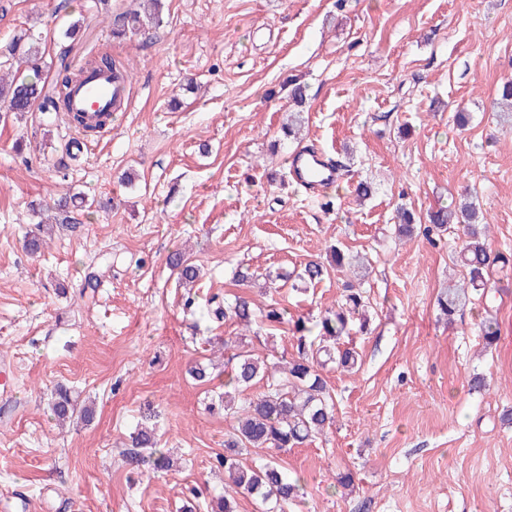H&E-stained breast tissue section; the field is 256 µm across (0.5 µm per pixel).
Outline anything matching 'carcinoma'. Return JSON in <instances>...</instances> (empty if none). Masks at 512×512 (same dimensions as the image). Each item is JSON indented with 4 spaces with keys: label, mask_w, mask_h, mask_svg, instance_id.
<instances>
[{
    "label": "carcinoma",
    "mask_w": 512,
    "mask_h": 512,
    "mask_svg": "<svg viewBox=\"0 0 512 512\" xmlns=\"http://www.w3.org/2000/svg\"><path fill=\"white\" fill-rule=\"evenodd\" d=\"M163 4L161 0H149V9L143 13L126 10L114 16L112 35L121 37L131 32L141 33L161 24ZM68 50L60 46L58 70L54 86L50 89L39 81L38 48L30 37L22 33L0 50V117H19L39 109L43 112H61L70 86L77 82L82 72H73L66 61ZM89 66L103 68L117 77L127 75L125 67L108 55H102ZM501 100L504 112L499 119L512 123V82L502 86ZM76 196L66 192L54 200L53 221L56 224H74ZM484 216L474 203L449 210L440 207L428 214V230H446L448 225L462 227L463 240L460 256L468 279L459 284L451 283L437 299L441 313L453 321L457 313L472 303L474 294L486 296L490 270L512 263L504 254H491L481 238L480 228ZM331 262L340 273L366 275L368 267L340 247L330 249ZM170 266L177 271L182 283L188 285L198 277V268L180 252L169 257ZM328 272L324 263L311 260L297 279L315 284ZM366 297L353 285L346 287L341 304L329 309L312 325L294 322L293 340L296 353L288 361V367L259 359L244 349L242 339L224 341V346L235 350L224 365V393L218 402H210V412L224 411L230 421V429L224 434V453L214 457L213 466L224 470V493L212 497L206 504L208 512H237L238 500L248 496L255 501L258 512H288V507L304 497L305 486L301 477L288 471L273 456H263L258 451L267 448H298L324 434L336 419V402L323 370L329 366L351 371L358 365L359 353L346 341L352 330L366 328ZM217 318L235 323L246 330L257 324L270 326L289 323L288 310L269 304L262 309L253 306L245 295L236 296L215 308ZM496 312L485 310L481 331L486 345L497 338ZM260 384L263 391L250 395L248 391ZM49 409L54 418L65 422L76 414L92 419V409L78 406L72 391L58 385L51 391ZM129 464L140 468L149 466L156 471L169 470L170 458L158 447L154 429L139 427L131 435L128 444ZM256 453L250 464L243 456Z\"/></svg>",
    "instance_id": "carcinoma-1"
}]
</instances>
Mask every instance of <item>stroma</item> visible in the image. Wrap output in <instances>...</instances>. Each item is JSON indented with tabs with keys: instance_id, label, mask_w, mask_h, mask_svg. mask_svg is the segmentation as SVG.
<instances>
[{
	"instance_id": "1",
	"label": "stroma",
	"mask_w": 512,
	"mask_h": 512,
	"mask_svg": "<svg viewBox=\"0 0 512 512\" xmlns=\"http://www.w3.org/2000/svg\"><path fill=\"white\" fill-rule=\"evenodd\" d=\"M58 2L0 0V47L33 35L50 85L58 42L78 23L72 69L110 52L132 98L111 136L74 157L61 118L0 119V367L14 373L0 395V506L176 512L190 488L223 492L211 460L229 423L205 405L224 380L201 385L189 369L225 363L238 329L208 301L246 292L319 317L347 275L298 291L288 275L335 244L372 263L369 329L353 336L359 369L326 373L335 425L275 453L306 482L288 512H512V265L493 270L486 303L450 322L435 301L463 277L461 231L394 232L397 207L423 218L466 194L489 248L512 256V126L495 104L512 81V0H165L156 31L122 42L95 0ZM292 80L307 96L295 140L281 132ZM306 149L348 165L314 196L289 171ZM361 181L374 188L363 203ZM62 189L104 206L54 225L40 255L27 254L31 202ZM179 250L201 268L190 289L168 266ZM240 266L259 281L239 286ZM91 270L101 284L86 294ZM488 305L500 328L490 347L479 329ZM60 383L93 403L90 423L52 419ZM141 423L179 468H131ZM349 470L353 488L339 487Z\"/></svg>"
}]
</instances>
